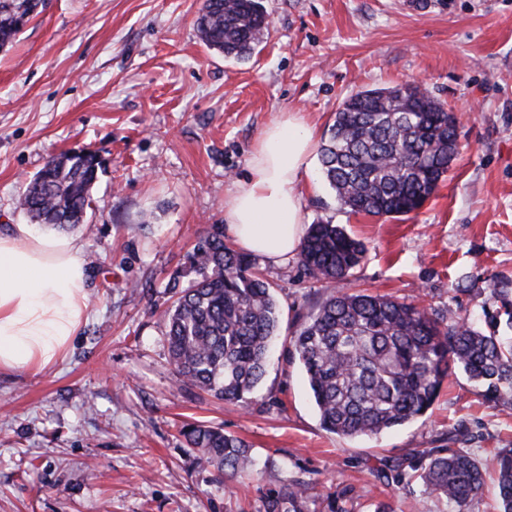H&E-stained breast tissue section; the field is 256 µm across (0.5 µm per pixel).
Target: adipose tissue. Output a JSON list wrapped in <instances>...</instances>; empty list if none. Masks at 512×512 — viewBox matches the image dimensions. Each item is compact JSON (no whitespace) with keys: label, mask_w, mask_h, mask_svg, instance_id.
<instances>
[{"label":"adipose tissue","mask_w":512,"mask_h":512,"mask_svg":"<svg viewBox=\"0 0 512 512\" xmlns=\"http://www.w3.org/2000/svg\"><path fill=\"white\" fill-rule=\"evenodd\" d=\"M314 135L299 112L263 131L224 210L235 245L272 263L296 253ZM82 252L77 241L37 237L26 224L0 234V372L40 373L66 355L87 315Z\"/></svg>","instance_id":"obj_1"}]
</instances>
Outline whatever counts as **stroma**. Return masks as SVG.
Wrapping results in <instances>:
<instances>
[{"label":"stroma","mask_w":512,"mask_h":512,"mask_svg":"<svg viewBox=\"0 0 512 512\" xmlns=\"http://www.w3.org/2000/svg\"><path fill=\"white\" fill-rule=\"evenodd\" d=\"M270 35L248 61L198 39L202 0H47L0 50V232L49 157L86 148L103 169L83 224L88 319L65 359L0 374V512H263L269 490L308 487V512H448L414 476L429 448H512V409L450 372L427 414L377 436L325 431L289 338L325 287L297 258L257 259L280 312L248 403L182 384L160 313L170 275L246 177L265 127L303 113L326 136L360 90L414 83L457 119L458 155L435 193L398 218L341 207L312 170L305 224L344 227L366 248L338 286L477 316L494 275L512 276V0H262ZM222 426L250 446L227 486L180 428Z\"/></svg>","instance_id":"35a3bbf8"}]
</instances>
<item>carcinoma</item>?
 <instances>
[{"mask_svg":"<svg viewBox=\"0 0 512 512\" xmlns=\"http://www.w3.org/2000/svg\"><path fill=\"white\" fill-rule=\"evenodd\" d=\"M46 0H0V49ZM209 49L244 59L269 33L262 0H203L196 20ZM458 153L457 123L418 85L358 91L335 114L320 147L323 176L337 201L356 213L405 216L422 207ZM101 161L89 149L53 156L29 180L19 207L37 224L70 229L84 222ZM362 242L338 224L309 225L299 264L333 283L360 265ZM198 278L166 288L175 300L162 313L171 363L180 382L231 402H247L261 382L279 309L252 258L224 243V225L187 255ZM478 325L451 309L435 312L392 296L336 291L292 337V358L305 372L321 426L344 437L372 436L422 418L448 371L458 369L485 396L512 405V279L490 282ZM186 444L226 481L254 466L249 445L212 425L186 423ZM497 475L499 512H512V448L478 459L464 448L420 453L416 478L448 512H474L487 471ZM299 483L271 490L264 512H308Z\"/></svg>","mask_w":512,"mask_h":512,"instance_id":"cac0c4a2","label":"carcinoma"}]
</instances>
